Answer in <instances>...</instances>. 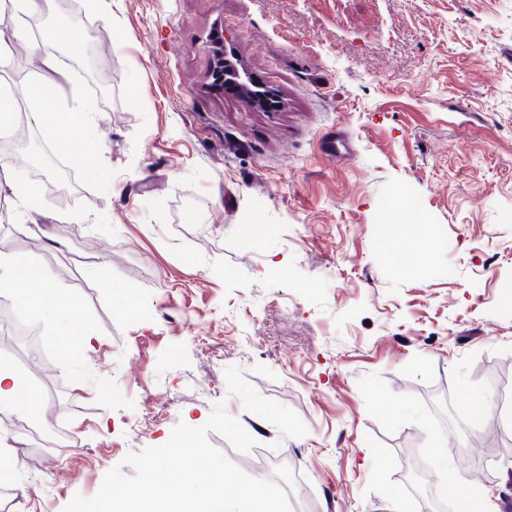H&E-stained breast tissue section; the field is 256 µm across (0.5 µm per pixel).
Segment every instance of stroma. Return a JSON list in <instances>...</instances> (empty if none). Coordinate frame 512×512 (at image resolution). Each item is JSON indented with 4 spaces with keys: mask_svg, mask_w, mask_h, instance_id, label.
Listing matches in <instances>:
<instances>
[{
    "mask_svg": "<svg viewBox=\"0 0 512 512\" xmlns=\"http://www.w3.org/2000/svg\"><path fill=\"white\" fill-rule=\"evenodd\" d=\"M60 18L85 39L10 45L0 86L23 112L0 153L39 141L21 76L50 54L61 121L93 113L85 147L112 179L74 167L78 192L42 190L21 219L4 182L30 170L0 175V242L91 335L0 292V316L34 332L13 352L38 413L74 436L44 450L7 433L41 474L16 469L9 512H62L221 402L255 444L210 442L253 476L287 461L307 512H395L416 458L512 512V418H465L512 390V0H42L33 15ZM218 29L280 110L211 90ZM89 56L110 98L82 77ZM411 198L405 248L423 260L405 271L385 242ZM489 429L502 452L473 458Z\"/></svg>",
    "mask_w": 512,
    "mask_h": 512,
    "instance_id": "35a3bbf8",
    "label": "stroma"
}]
</instances>
